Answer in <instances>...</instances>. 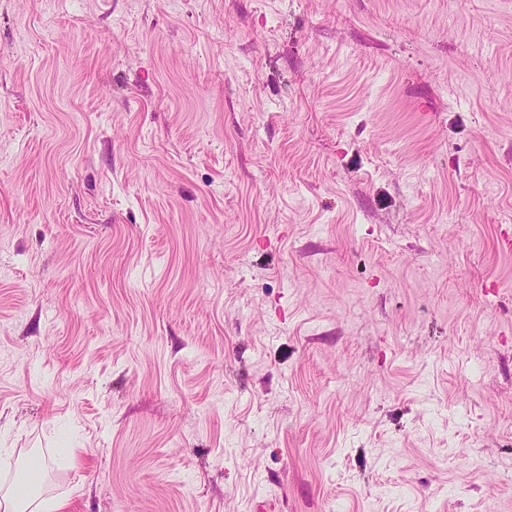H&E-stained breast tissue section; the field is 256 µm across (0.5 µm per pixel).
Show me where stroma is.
Here are the masks:
<instances>
[{"label":"stroma","mask_w":512,"mask_h":512,"mask_svg":"<svg viewBox=\"0 0 512 512\" xmlns=\"http://www.w3.org/2000/svg\"><path fill=\"white\" fill-rule=\"evenodd\" d=\"M512 0H0V474L67 512H512Z\"/></svg>","instance_id":"obj_1"}]
</instances>
